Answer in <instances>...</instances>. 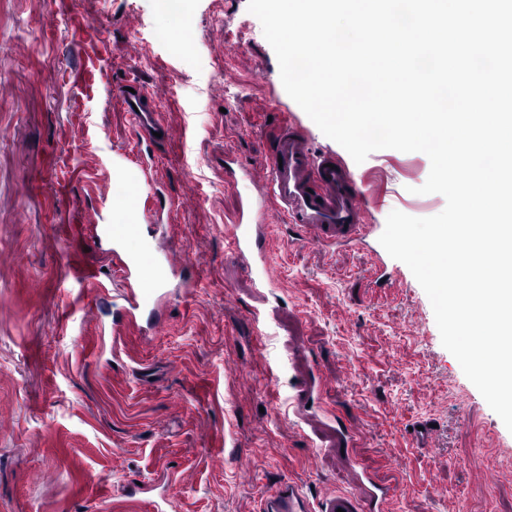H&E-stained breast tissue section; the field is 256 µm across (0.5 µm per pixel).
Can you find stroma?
Instances as JSON below:
<instances>
[{
    "mask_svg": "<svg viewBox=\"0 0 512 512\" xmlns=\"http://www.w3.org/2000/svg\"><path fill=\"white\" fill-rule=\"evenodd\" d=\"M247 6L0 0V512H120L125 485L160 471L179 512H255L288 480L351 492L365 472L395 486L390 512H512V432L442 346L404 263L386 258L390 285L371 288L378 239L287 245L273 224L279 281L259 289L225 240L239 199L225 162L261 161L287 121L349 163L371 223L445 207L414 192L428 157L383 149L356 164L320 131ZM163 31L185 32L186 50ZM128 83L172 131L151 163L180 202L142 259L164 263L178 241V272L198 286L168 299L152 340L129 327L116 348L123 299L89 221L137 157L117 99ZM419 422L433 447H413Z\"/></svg>",
    "mask_w": 512,
    "mask_h": 512,
    "instance_id": "obj_1",
    "label": "stroma"
}]
</instances>
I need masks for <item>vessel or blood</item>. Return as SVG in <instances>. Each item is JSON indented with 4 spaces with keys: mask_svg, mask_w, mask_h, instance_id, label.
<instances>
[{
    "mask_svg": "<svg viewBox=\"0 0 512 512\" xmlns=\"http://www.w3.org/2000/svg\"><path fill=\"white\" fill-rule=\"evenodd\" d=\"M122 105L137 132L139 145L152 147L158 139H169L170 130L148 93L123 91ZM224 181L237 187L246 181L251 185L240 198L233 223L225 225L237 257L253 274V284L267 288L277 274L271 264H258L267 254V228L272 224L287 225L314 246H351L363 248L368 237L377 232L365 206V194L352 172L336 156L312 151L306 136L291 125L280 127L270 154L260 166L239 162L224 165ZM154 179L146 161L114 190L113 199L122 204L121 213L111 222L95 224L99 244L110 246L118 263V277L124 304L112 312V341L120 343L122 330L137 324L138 314H146L139 326L143 339H151L163 315L165 300L172 291L161 273L143 268L125 245L128 239L143 238L144 227L134 221L138 211L149 214L151 223H163L176 207L172 199L153 188ZM390 492L362 487L360 494L331 491L320 500H310L297 481L277 484L260 500L258 512H388Z\"/></svg>",
    "mask_w": 512,
    "mask_h": 512,
    "instance_id": "obj_1",
    "label": "vessel or blood"
}]
</instances>
